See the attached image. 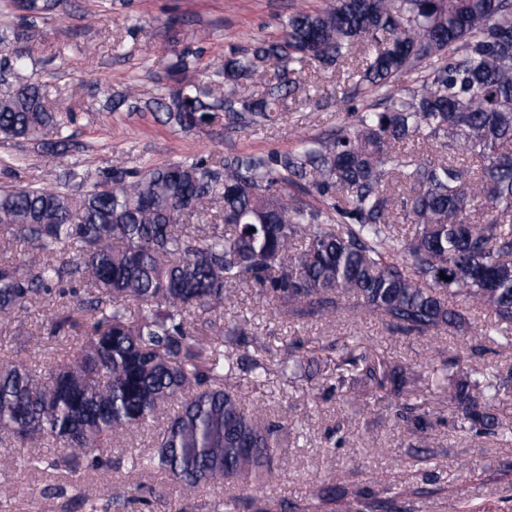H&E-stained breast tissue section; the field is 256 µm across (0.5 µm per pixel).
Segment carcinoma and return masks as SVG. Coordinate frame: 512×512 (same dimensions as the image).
I'll use <instances>...</instances> for the list:
<instances>
[{"mask_svg": "<svg viewBox=\"0 0 512 512\" xmlns=\"http://www.w3.org/2000/svg\"><path fill=\"white\" fill-rule=\"evenodd\" d=\"M64 0H0V68L16 75L35 58L18 46ZM377 44L364 52V41ZM170 86L143 99L131 84L107 98L157 114L171 128L203 133L215 110L239 128L280 117L311 67L346 68L382 95L333 138L300 140L281 155L243 154L218 166L185 159L136 172L112 164L91 187L0 190V322L31 301L74 307L47 319L49 335L84 320L72 359L43 370L0 360V440L52 441L74 466L108 465L114 434L156 429L153 452L134 467L167 474L189 494L201 485L270 478L283 424L246 408L234 352L242 329L195 323L198 310L231 301L250 282L279 317H373L403 334H465L470 309L489 313L485 339L512 329V0H329L297 6L276 37L224 57L209 81L188 77L197 52L173 49ZM428 68L419 86L394 94L405 72ZM48 84L0 85V140H22L58 158L68 147ZM429 143L436 155L403 148ZM481 215L480 221L472 216ZM415 226L403 238L392 217ZM35 250L25 258L26 249ZM446 279H441V276ZM68 288H63V285ZM353 385L399 404L414 458L433 436L431 411L402 399L417 387L409 368L365 355ZM512 382L466 372L449 379L458 418L476 434L500 428L492 403ZM177 405L168 413L164 406ZM427 491L380 498L334 475L301 502L246 495L225 503L250 512H414Z\"/></svg>", "mask_w": 512, "mask_h": 512, "instance_id": "1", "label": "carcinoma"}]
</instances>
